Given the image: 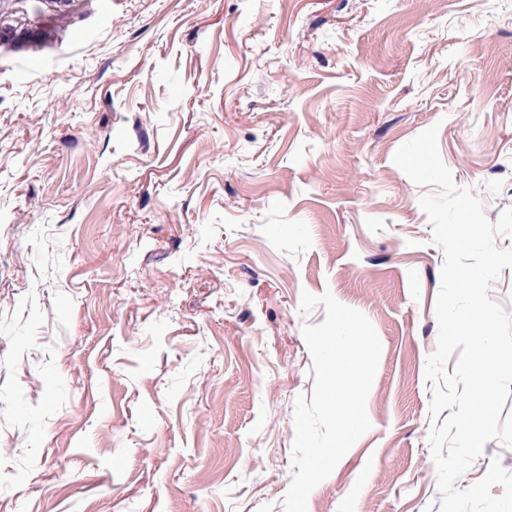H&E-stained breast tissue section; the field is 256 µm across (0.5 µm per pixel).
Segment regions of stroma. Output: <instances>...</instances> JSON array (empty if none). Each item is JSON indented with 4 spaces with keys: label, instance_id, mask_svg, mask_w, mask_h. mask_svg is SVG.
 Returning a JSON list of instances; mask_svg holds the SVG:
<instances>
[{
    "label": "stroma",
    "instance_id": "obj_1",
    "mask_svg": "<svg viewBox=\"0 0 512 512\" xmlns=\"http://www.w3.org/2000/svg\"><path fill=\"white\" fill-rule=\"evenodd\" d=\"M0 50V512H283L303 293L381 342L307 512H439L431 126L512 208V0H72ZM500 440L458 479L491 462Z\"/></svg>",
    "mask_w": 512,
    "mask_h": 512
}]
</instances>
